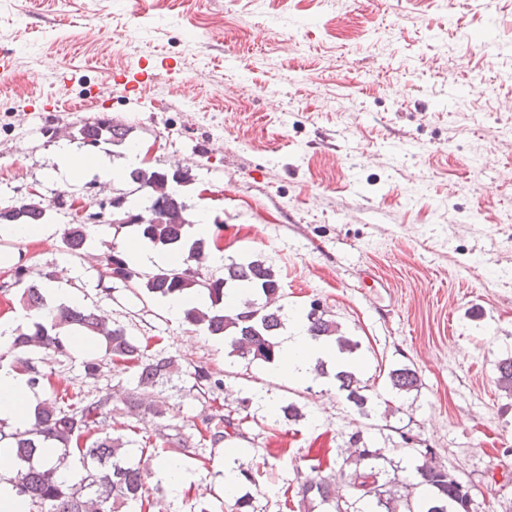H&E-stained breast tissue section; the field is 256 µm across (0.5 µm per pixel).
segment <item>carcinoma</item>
<instances>
[{
	"label": "carcinoma",
	"instance_id": "obj_1",
	"mask_svg": "<svg viewBox=\"0 0 512 512\" xmlns=\"http://www.w3.org/2000/svg\"><path fill=\"white\" fill-rule=\"evenodd\" d=\"M79 133L86 145H120L128 130L112 119L98 117L84 124ZM129 180L134 188L115 196L125 201L122 216L112 212V221L131 213L129 225L138 228L143 239L154 246L183 255V264L194 261L196 268L158 267L142 274L132 267L127 254L112 247L105 256L102 277L130 283L150 294L180 302L187 323L204 326L211 334L224 337L231 353L240 358L274 362L280 346L279 333L285 328L288 311L280 303L282 286L273 271L258 260L233 262L224 267V276L203 275L200 266L204 241L189 235L192 221L185 216L179 173L136 168ZM50 205L23 200L0 208V224H47ZM101 213H88L81 224L64 229L63 242L73 256L87 241L90 225L99 223ZM20 304L36 314L34 329L13 330L10 365L27 376L33 389L50 383V374L32 357V349L55 354L68 352L67 336L73 332L102 339L112 365L135 369V387L126 393L131 410H141L159 421L166 416L164 405L147 400L146 395L164 387L184 372L173 356H144L145 347L119 325H110L92 310L60 303L50 305L33 283L24 289ZM307 332L314 340L335 345L342 356L334 378L361 413L369 401L368 385L358 364L360 342L341 331V326L321 306L312 303L305 315ZM190 390L217 400L223 380L203 366L190 373ZM392 391L408 394L419 388L417 371L407 365L388 372ZM494 383L498 391L512 398V352L496 363ZM112 396L87 399L77 393H54L37 404L33 421L25 428L7 431L0 424V442L10 440V449L19 464L12 480L16 495L27 501L32 512H123L143 508L144 466L127 453L123 436L96 435V428L111 411ZM245 417L230 414L203 420L201 437L218 444L242 435ZM163 443L179 448L187 457L196 455L190 437L159 434ZM354 448L340 465L325 469L310 466L311 474L300 484V504L321 512H477L473 497L461 491L462 481L449 469L431 465L427 457L433 449L408 448L413 479L407 483L389 476L397 470L387 456L389 449L365 440L360 432L351 436Z\"/></svg>",
	"mask_w": 512,
	"mask_h": 512
}]
</instances>
